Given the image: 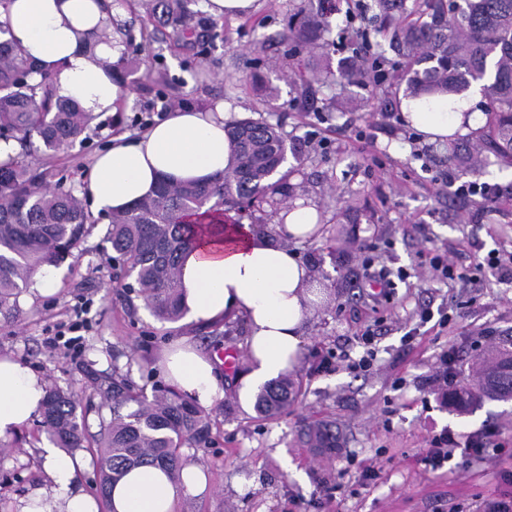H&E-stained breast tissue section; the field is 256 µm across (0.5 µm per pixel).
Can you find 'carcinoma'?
Wrapping results in <instances>:
<instances>
[{
    "label": "carcinoma",
    "mask_w": 512,
    "mask_h": 512,
    "mask_svg": "<svg viewBox=\"0 0 512 512\" xmlns=\"http://www.w3.org/2000/svg\"><path fill=\"white\" fill-rule=\"evenodd\" d=\"M190 0H156L153 12L179 26L186 45L189 20L195 16ZM374 7L396 21L395 38L402 55L397 76L407 99L457 96L472 83H483L488 103L487 122L470 133L476 145L512 163V0H374ZM337 5L289 29L288 40L310 43L328 26ZM35 66L26 60L0 25V138L26 148L38 140L45 150L71 145L87 130L90 119L71 101L56 96L52 76L44 73L31 83ZM368 75L362 61L351 59L340 77L361 84ZM233 161L224 174L204 183L171 185L161 182L154 193L128 211L112 217L107 242L131 271L146 306L160 320L176 322L184 315L179 269L182 255L197 241L200 224L190 221L200 211L224 223V215L243 204L289 195L287 175H273L286 161L287 143L279 129L263 120L244 119L229 128ZM459 136L448 137V159L472 168L479 162L461 154ZM91 217L71 192L45 189L22 162H0V320L21 321L19 298L30 275L45 265L61 262L87 235ZM105 405L111 418L101 419L98 440L99 491L108 498L112 487L131 470L155 465L170 479L183 482L180 448L205 445L211 417L175 390L156 386L145 394L124 380L105 378ZM481 395L454 388L448 403L469 407L480 397L512 400V351L503 349L479 379ZM295 396L288 377L266 383L256 394L255 412L273 418ZM78 395L58 386L47 388L39 415L49 441L75 454L86 448L88 428L78 416ZM308 444L330 453L336 431L321 425L308 432Z\"/></svg>",
    "instance_id": "obj_1"
}]
</instances>
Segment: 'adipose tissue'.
<instances>
[{"instance_id":"obj_1","label":"adipose tissue","mask_w":512,"mask_h":512,"mask_svg":"<svg viewBox=\"0 0 512 512\" xmlns=\"http://www.w3.org/2000/svg\"><path fill=\"white\" fill-rule=\"evenodd\" d=\"M106 0H5L0 23L24 57L51 74L58 97L75 102L80 111L98 117L116 113L130 93L112 66L125 46L117 36L99 41L107 30ZM478 89L458 95L457 111L447 98H437L432 111L417 102L403 105L406 123L423 140L442 141L448 134L476 130L482 115L475 108ZM236 113L224 103L206 110L168 113L139 135L113 137L99 153L81 185L96 213L108 216L151 195L160 182L209 181L231 160L224 130ZM315 207L295 201L269 235L246 224H227L205 232L184 260L182 302L190 322L244 319L248 328L246 387L296 371L303 359V333L310 309L311 269L299 259L296 244L322 234ZM160 366L171 386L208 408L223 398L217 360L190 337L175 340ZM46 382L20 361L0 356V439L17 434L37 413ZM49 484L18 499L15 512H99L94 498L77 484L79 459L45 447ZM189 480L177 484L161 469L131 471L112 491L113 512H174L178 497L205 490L201 467L191 465Z\"/></svg>"}]
</instances>
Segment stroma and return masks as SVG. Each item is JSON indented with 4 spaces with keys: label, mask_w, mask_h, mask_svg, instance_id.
<instances>
[{
    "label": "stroma",
    "mask_w": 512,
    "mask_h": 512,
    "mask_svg": "<svg viewBox=\"0 0 512 512\" xmlns=\"http://www.w3.org/2000/svg\"><path fill=\"white\" fill-rule=\"evenodd\" d=\"M300 5L258 0L251 15L219 20L196 0L195 32L206 47L199 54L141 0H127L124 56L140 63L132 98L118 115L91 125L86 141L50 155L36 143L23 157L48 186L75 191L112 135L141 131L171 107L206 109L221 101L229 111L279 126L300 155L286 162L292 197L322 215L321 239L297 251L329 293L307 318L288 414L260 418L254 392L242 389L244 323L228 329L220 322H163L129 291L130 279L105 240L111 220L102 215L54 266L56 292H25L21 324L0 322V355L76 391L92 436L101 405L96 385L112 369L147 390L165 384L160 357L182 336L233 358L220 367L224 405L211 409V445L182 449L207 472L208 487L179 497L175 512H476L481 501L512 487L504 479L512 458L503 454L512 448V402L484 398L463 411L449 407L442 372L455 356L456 386L471 384L472 366L512 335V272L476 269L488 252L512 250V166L485 156L480 179L500 194L492 216H483L480 199L457 198L451 183L465 180L464 169L423 142L400 109L363 106L368 90L323 81L309 63L311 50L289 41ZM160 71L167 85L155 83ZM268 85L279 90L272 103ZM331 98L345 102V111L321 112ZM436 256L454 265L457 279L436 276ZM368 259L389 276V292L363 280ZM424 310L431 313L426 322ZM75 321L85 324L76 346L52 345L57 330ZM365 355L371 366L353 371ZM322 424L336 429L335 452L307 445L308 430ZM450 433L461 442L482 438L486 457L469 464L456 454L439 468L426 465L424 448ZM46 442L36 419L5 439L0 512H13L16 497L48 483L40 454Z\"/></svg>",
    "instance_id": "stroma-1"
}]
</instances>
